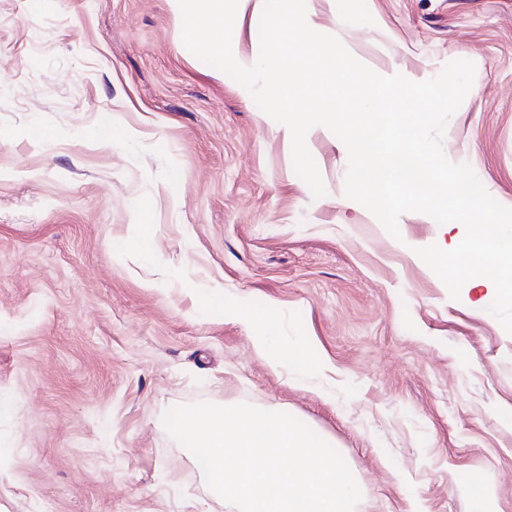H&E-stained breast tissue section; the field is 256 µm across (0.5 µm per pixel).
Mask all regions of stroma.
I'll return each mask as SVG.
<instances>
[{"mask_svg":"<svg viewBox=\"0 0 512 512\" xmlns=\"http://www.w3.org/2000/svg\"><path fill=\"white\" fill-rule=\"evenodd\" d=\"M0 0V512H229L163 416L192 402L295 417L355 470L357 512H512V334L346 197L348 152L307 135L326 194L247 89L185 46L173 0ZM318 32L420 82L475 65L443 149L512 208V0H306ZM261 16L232 49L255 63ZM153 249L126 252L143 226ZM223 295V308L211 305ZM310 346L271 369L242 320ZM467 489L476 499L479 508L477 512L491 511L487 508L492 495V488L488 476L483 471L476 470L469 475Z\"/></svg>","mask_w":512,"mask_h":512,"instance_id":"1","label":"stroma"}]
</instances>
